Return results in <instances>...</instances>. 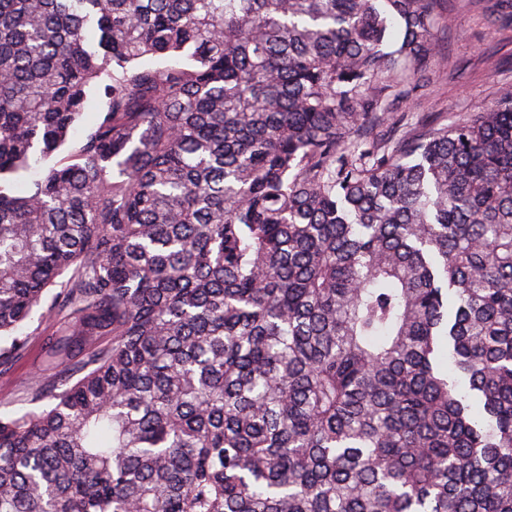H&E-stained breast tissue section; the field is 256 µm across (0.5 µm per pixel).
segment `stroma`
Here are the masks:
<instances>
[{"label":"stroma","instance_id":"1","mask_svg":"<svg viewBox=\"0 0 512 512\" xmlns=\"http://www.w3.org/2000/svg\"><path fill=\"white\" fill-rule=\"evenodd\" d=\"M496 2L442 0L436 7L434 35L444 62L430 68L428 95L417 92L394 105L402 130L418 127L431 114L450 123L477 112L503 85L512 84V20L495 26L486 20ZM40 320V313H33L23 329V356L0 373V412L29 410L27 391L47 372L49 344L40 332Z\"/></svg>","mask_w":512,"mask_h":512}]
</instances>
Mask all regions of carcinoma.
<instances>
[{
  "label": "carcinoma",
  "instance_id": "obj_1",
  "mask_svg": "<svg viewBox=\"0 0 512 512\" xmlns=\"http://www.w3.org/2000/svg\"><path fill=\"white\" fill-rule=\"evenodd\" d=\"M435 5L0 0V512H512V85L387 125ZM59 288L54 287L47 293L43 308L33 313L31 320L21 331V336H27V347L23 356L5 372L0 373V412H24L50 403L49 400H44L30 404L26 394L48 372L49 344L47 336L40 333V320L42 312Z\"/></svg>",
  "mask_w": 512,
  "mask_h": 512
}]
</instances>
